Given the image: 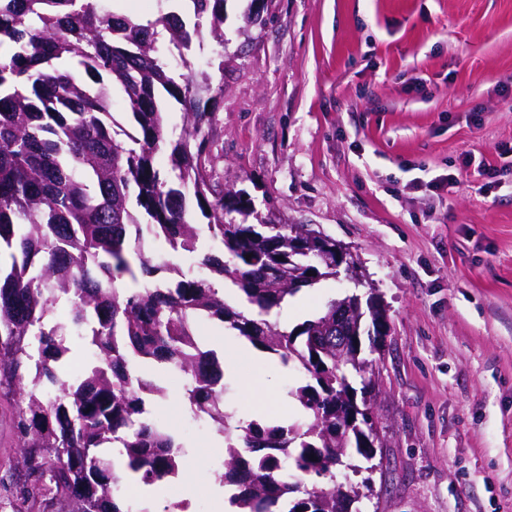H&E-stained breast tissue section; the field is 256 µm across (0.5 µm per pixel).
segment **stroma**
I'll use <instances>...</instances> for the list:
<instances>
[{"mask_svg": "<svg viewBox=\"0 0 512 512\" xmlns=\"http://www.w3.org/2000/svg\"><path fill=\"white\" fill-rule=\"evenodd\" d=\"M260 22L248 20L250 9ZM224 42L194 38L181 72L223 80L209 131L217 178L282 224H308L349 248L387 309L371 403L382 443L362 512H512V0H225ZM495 164L488 183L479 165ZM451 184L433 187L440 175ZM326 279L273 309L290 331L352 292ZM166 388L151 414L181 416L177 476L150 512H216L215 432ZM278 394L277 419L302 412L296 366L256 352L225 373L237 417L266 416L245 383ZM13 397H0V512H14Z\"/></svg>", "mask_w": 512, "mask_h": 512, "instance_id": "1", "label": "stroma"}]
</instances>
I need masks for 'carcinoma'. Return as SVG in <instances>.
<instances>
[{
	"instance_id": "1",
	"label": "carcinoma",
	"mask_w": 512,
	"mask_h": 512,
	"mask_svg": "<svg viewBox=\"0 0 512 512\" xmlns=\"http://www.w3.org/2000/svg\"><path fill=\"white\" fill-rule=\"evenodd\" d=\"M102 2L0 0V47L8 45L0 52V391L18 394L16 467L25 480L15 485L16 512H53L60 501L68 512H147L121 494L131 479L103 452L108 443L145 485L178 473L175 429L145 416L143 395L166 394L134 369L137 359L186 381L183 400L195 415L208 412L224 435L221 478L239 488L229 497L236 512H352L365 492L306 477L357 469L352 448L373 456L368 437L345 425L341 394L360 391L367 408L373 380L362 337L373 338L372 352L384 343L386 309L362 304L356 343L339 354L336 335L345 324L336 323L334 299L290 332L265 319L336 271L316 257L289 255L288 241L313 232L309 225L248 223L258 219L251 200L213 177L205 128L208 103L223 86L213 87L208 75L198 83L160 59V32L182 57L205 20L224 45V0H189L191 27L174 11L143 23ZM79 68L90 83L76 78ZM115 88L138 125L124 139L112 128ZM162 91L186 119L170 145L168 174L154 165L167 144ZM190 196L221 254L198 251ZM145 226L173 249L198 253V263L228 279L250 310L228 305L203 277L185 275L172 287H116L125 276L138 281V270L146 277L156 271ZM201 316L304 370L309 382L291 392L302 418L263 426L225 410L224 368L194 330ZM72 336L87 341L96 358L78 374L62 363Z\"/></svg>"
}]
</instances>
